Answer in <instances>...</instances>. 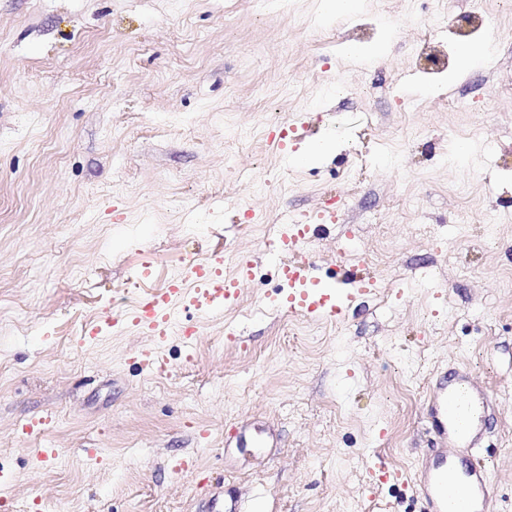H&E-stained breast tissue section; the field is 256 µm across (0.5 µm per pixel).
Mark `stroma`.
Here are the masks:
<instances>
[{"instance_id": "1", "label": "stroma", "mask_w": 512, "mask_h": 512, "mask_svg": "<svg viewBox=\"0 0 512 512\" xmlns=\"http://www.w3.org/2000/svg\"><path fill=\"white\" fill-rule=\"evenodd\" d=\"M441 2L425 42L418 0H0V512H421L429 393L458 373L492 396L479 457L512 512V0L451 84L469 0ZM322 135L334 154L290 162ZM330 202L306 250L375 287L289 313L267 231ZM219 252L253 277L176 306L193 338L142 371L120 314ZM324 14L327 19L353 16L362 9L361 0H324ZM488 53V48L483 42H474L461 46L457 52V69L448 76V83H453L458 73L465 72L479 64Z\"/></svg>"}]
</instances>
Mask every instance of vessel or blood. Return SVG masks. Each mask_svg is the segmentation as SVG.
<instances>
[{"label": "vessel or blood", "instance_id": "1", "mask_svg": "<svg viewBox=\"0 0 512 512\" xmlns=\"http://www.w3.org/2000/svg\"><path fill=\"white\" fill-rule=\"evenodd\" d=\"M310 231L309 224L290 218L281 225L278 250L286 259L279 263L278 273L288 292L280 305L295 314L343 316L344 310L332 293L318 289L316 263L297 253ZM228 264L233 266V273L225 272ZM255 264V258L249 256L231 259L220 253L203 262L188 263L177 280L144 297L124 318L149 332L156 344H163L173 304L184 302L200 314H211L235 301L241 283L251 278ZM490 400V394L478 389L466 374L435 387L426 420L447 446L418 469L414 488L424 504L423 512H489L493 487L485 464L476 458L461 468L456 457L458 449L478 443Z\"/></svg>", "mask_w": 512, "mask_h": 512}]
</instances>
